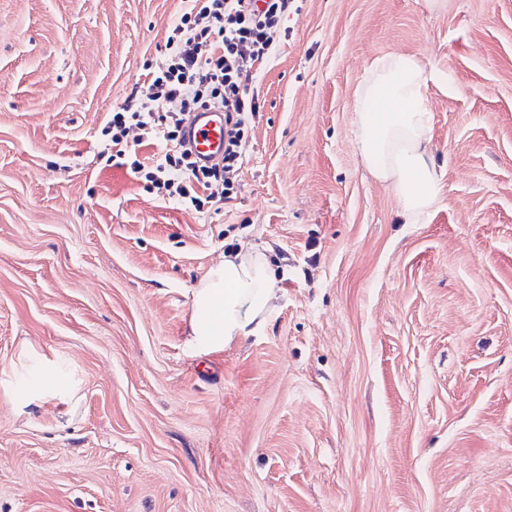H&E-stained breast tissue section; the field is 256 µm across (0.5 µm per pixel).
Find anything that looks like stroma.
Returning <instances> with one entry per match:
<instances>
[{"instance_id":"35a3bbf8","label":"stroma","mask_w":512,"mask_h":512,"mask_svg":"<svg viewBox=\"0 0 512 512\" xmlns=\"http://www.w3.org/2000/svg\"><path fill=\"white\" fill-rule=\"evenodd\" d=\"M183 8L0 0V512H512V0H294L203 213L102 134ZM390 53L436 71L414 224L355 148ZM249 248L271 325L198 352L191 291Z\"/></svg>"}]
</instances>
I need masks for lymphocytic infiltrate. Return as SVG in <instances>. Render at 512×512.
I'll return each mask as SVG.
<instances>
[{"instance_id": "1", "label": "lymphocytic infiltrate", "mask_w": 512, "mask_h": 512, "mask_svg": "<svg viewBox=\"0 0 512 512\" xmlns=\"http://www.w3.org/2000/svg\"><path fill=\"white\" fill-rule=\"evenodd\" d=\"M168 36L165 61L150 69L147 100H129L104 128L114 166L165 191L184 208L232 199L233 176L247 146L248 129L261 109L257 80L273 49L268 36L290 12L293 0H185ZM224 109L223 159L196 164L180 143L185 117L206 105ZM149 129L161 146L156 160L137 159L125 138L129 125Z\"/></svg>"}]
</instances>
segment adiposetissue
Returning a JSON list of instances; mask_svg holds the SVG:
<instances>
[{
    "label": "adipose tissue",
    "instance_id": "ef3b65f1",
    "mask_svg": "<svg viewBox=\"0 0 512 512\" xmlns=\"http://www.w3.org/2000/svg\"><path fill=\"white\" fill-rule=\"evenodd\" d=\"M431 80L414 56L388 54L373 60L355 101V138L366 170L397 197L412 224L440 203L427 91ZM278 290L265 253L226 254L192 290L190 343L216 351L264 330Z\"/></svg>",
    "mask_w": 512,
    "mask_h": 512
}]
</instances>
